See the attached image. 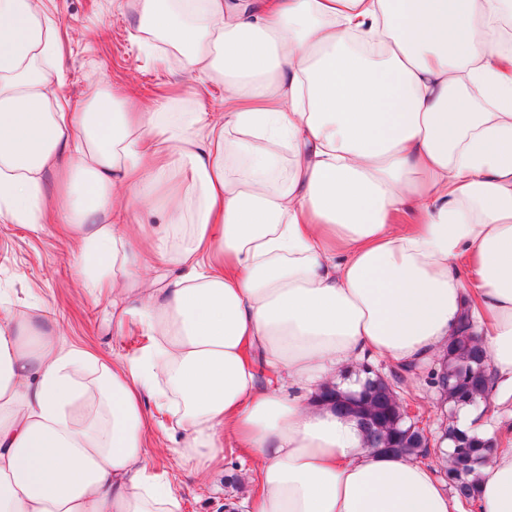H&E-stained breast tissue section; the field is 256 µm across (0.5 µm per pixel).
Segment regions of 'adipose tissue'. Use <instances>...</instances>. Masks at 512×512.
<instances>
[{
  "label": "adipose tissue",
  "instance_id": "adipose-tissue-1",
  "mask_svg": "<svg viewBox=\"0 0 512 512\" xmlns=\"http://www.w3.org/2000/svg\"><path fill=\"white\" fill-rule=\"evenodd\" d=\"M136 8L144 50L223 82V111H173L164 90L137 112L104 85L64 99L53 21L0 0V222L36 231L60 209L86 287L152 338L114 365L39 306L0 316V512H184L145 465L148 398L190 470L244 449L246 512H512V448L466 505L315 398L358 390L338 369L443 355L468 322L512 415V53L493 36L512 0ZM155 206L144 253L122 219ZM151 255L174 273L118 287ZM260 360L306 397L258 390Z\"/></svg>",
  "mask_w": 512,
  "mask_h": 512
}]
</instances>
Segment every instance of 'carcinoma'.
Listing matches in <instances>:
<instances>
[{"label": "carcinoma", "mask_w": 512, "mask_h": 512, "mask_svg": "<svg viewBox=\"0 0 512 512\" xmlns=\"http://www.w3.org/2000/svg\"><path fill=\"white\" fill-rule=\"evenodd\" d=\"M487 364V353L467 324L461 335L448 345L440 367L430 374V379L453 407L467 402L469 406L483 410L486 406L483 394L487 390ZM359 371L367 374L362 384V396L353 400L340 398L335 402L336 408L356 419L366 447L379 450L388 446L390 453L398 457L423 455L426 452L424 431L418 427L410 428L397 391L386 379L372 376L368 366H361ZM445 438L450 446L445 459L448 485L459 496L468 499L476 492L473 474L491 450L490 441L455 427L448 428Z\"/></svg>", "instance_id": "cac0c4a2"}]
</instances>
